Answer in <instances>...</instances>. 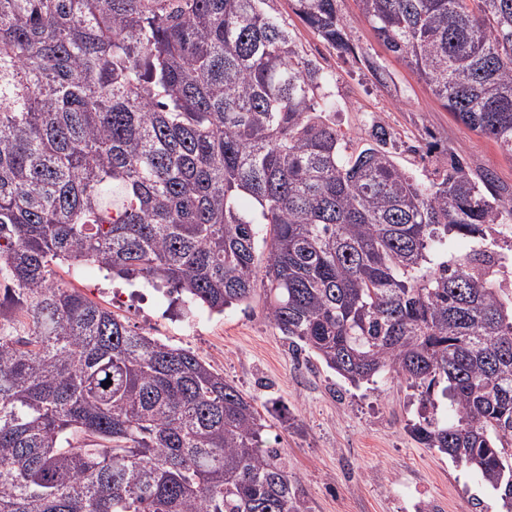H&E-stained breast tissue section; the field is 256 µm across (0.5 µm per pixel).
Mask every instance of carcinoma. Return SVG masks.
Masks as SVG:
<instances>
[{
	"label": "carcinoma",
	"mask_w": 512,
	"mask_h": 512,
	"mask_svg": "<svg viewBox=\"0 0 512 512\" xmlns=\"http://www.w3.org/2000/svg\"><path fill=\"white\" fill-rule=\"evenodd\" d=\"M339 53L337 0H293ZM376 38L512 155V0H358ZM270 0H0V512H310L224 375L56 280L96 268L266 317L358 386L451 416L411 436L512 512V194L424 186L375 120L345 139ZM472 249L448 252V240ZM266 244L264 258L257 243ZM111 384H106V381Z\"/></svg>",
	"instance_id": "1"
}]
</instances>
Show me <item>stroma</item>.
<instances>
[{"label": "stroma", "mask_w": 512, "mask_h": 512, "mask_svg": "<svg viewBox=\"0 0 512 512\" xmlns=\"http://www.w3.org/2000/svg\"><path fill=\"white\" fill-rule=\"evenodd\" d=\"M273 8L323 69L340 133L360 137L379 118L397 137L399 165L420 183L435 179L436 158L448 152L512 190V157L442 106L377 40L356 0H337L355 48L344 56L300 20L292 0H274ZM366 57L386 72V84L366 70ZM58 276L135 330L192 350L252 398L268 425L270 446L281 449L300 478L311 512H414L418 501L426 512H501L498 496L473 472L410 435L407 425L420 410L415 389L393 374L351 385L292 346L266 318L263 293L220 314L190 317L138 279L100 273L73 279L63 267Z\"/></svg>", "instance_id": "obj_1"}]
</instances>
